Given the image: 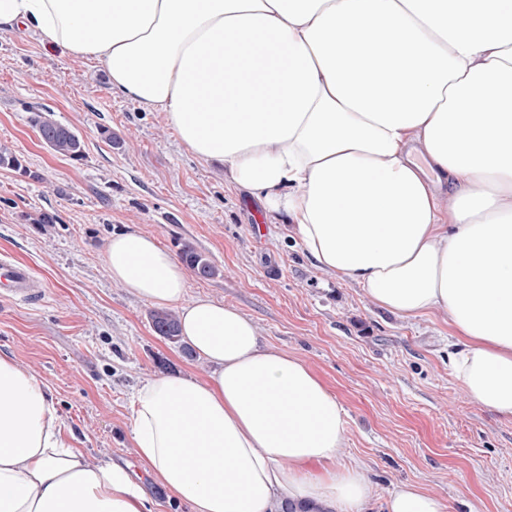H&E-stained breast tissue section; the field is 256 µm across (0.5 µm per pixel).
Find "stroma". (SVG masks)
Returning a JSON list of instances; mask_svg holds the SVG:
<instances>
[{
	"instance_id": "1",
	"label": "stroma",
	"mask_w": 512,
	"mask_h": 512,
	"mask_svg": "<svg viewBox=\"0 0 512 512\" xmlns=\"http://www.w3.org/2000/svg\"><path fill=\"white\" fill-rule=\"evenodd\" d=\"M50 110L85 143L83 160L50 151L29 106ZM109 128L117 145L100 135ZM0 145L22 160L0 168V252L46 282L42 301L0 306V357L30 367L79 447L92 459L135 463L131 399L159 369L203 372L159 336L151 303L112 283L103 263L112 233L189 244L220 269L190 277L250 316L265 342L314 367L345 411L335 463H361L371 512L401 481L438 495L446 512H512V420L470 400L448 366L440 313L403 319L358 286L316 267L284 221L197 159L160 113L110 91L97 63L43 46L29 32L0 35ZM57 224H37L43 211Z\"/></svg>"
}]
</instances>
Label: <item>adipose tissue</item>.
I'll list each match as a JSON object with an SVG mask.
<instances>
[{
  "instance_id": "ef3b65f1",
  "label": "adipose tissue",
  "mask_w": 512,
  "mask_h": 512,
  "mask_svg": "<svg viewBox=\"0 0 512 512\" xmlns=\"http://www.w3.org/2000/svg\"><path fill=\"white\" fill-rule=\"evenodd\" d=\"M21 27L162 113L323 271L404 318L447 312L453 374L512 418V0H0V33ZM104 265L177 309L207 372L140 382L137 473L90 460L39 378L0 357V512H145V475L192 512H367L362 467L334 465L345 412L317 372L188 297L152 235L114 233ZM386 512L445 506L405 482Z\"/></svg>"
}]
</instances>
